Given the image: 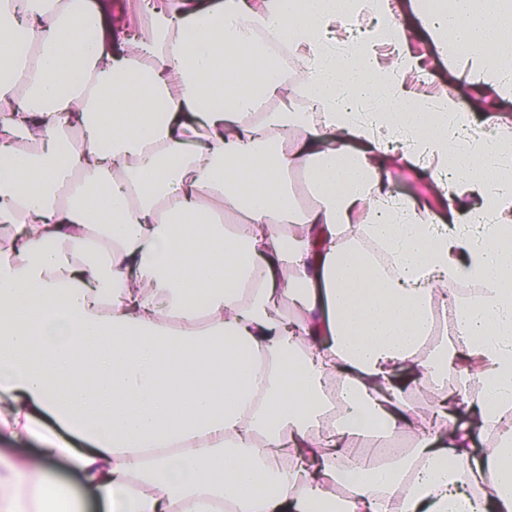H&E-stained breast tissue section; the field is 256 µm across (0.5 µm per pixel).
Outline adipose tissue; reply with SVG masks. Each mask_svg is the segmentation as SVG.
Instances as JSON below:
<instances>
[{"label": "adipose tissue", "instance_id": "adipose-tissue-1", "mask_svg": "<svg viewBox=\"0 0 512 512\" xmlns=\"http://www.w3.org/2000/svg\"><path fill=\"white\" fill-rule=\"evenodd\" d=\"M409 5L512 100V0ZM112 7L0 0V512H512V122L395 0ZM411 47L415 53L424 57V65L429 73L426 85L442 90L443 94H446V89L448 94V86H451V94L462 96L463 103L470 112L476 114L479 124L485 117L494 115L509 118L512 122V101L500 99L490 86H484L478 93L472 92L467 81V72L464 73L462 69L448 70V61L441 60L436 48L426 37L413 36ZM409 174L400 173V169L391 168L389 177L391 182V190L397 196L402 198H411L419 202L432 203L434 208H439L434 202L435 188L432 182L419 174L408 172ZM39 442L30 438L12 437L0 433V454H9L19 458V455L29 457L37 453Z\"/></svg>", "mask_w": 512, "mask_h": 512}]
</instances>
